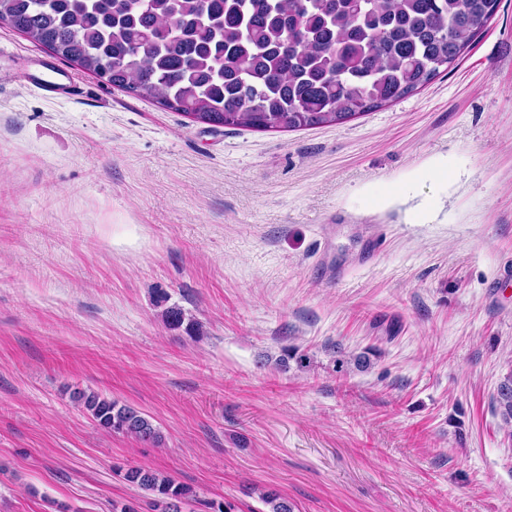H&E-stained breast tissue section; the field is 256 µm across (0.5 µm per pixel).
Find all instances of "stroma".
Segmentation results:
<instances>
[{
  "label": "stroma",
  "mask_w": 512,
  "mask_h": 512,
  "mask_svg": "<svg viewBox=\"0 0 512 512\" xmlns=\"http://www.w3.org/2000/svg\"><path fill=\"white\" fill-rule=\"evenodd\" d=\"M0 48L76 84L0 85V512H157L119 466L192 512H512V0L426 88L296 131L192 121L1 23ZM22 77L28 81H34L33 84L51 99H58L72 95L71 83L60 71L50 69L49 73H44L41 76L23 73ZM497 407L509 438L512 440V371L499 384L496 397ZM72 397L103 430L127 434L153 443L161 440L160 432L151 421L131 407L118 406L116 401L95 391H74ZM123 479L141 490L151 492L157 496L154 505L161 512H183L195 498L193 490L174 479L161 475L157 471L146 467H130L123 474Z\"/></svg>",
  "instance_id": "obj_1"
}]
</instances>
